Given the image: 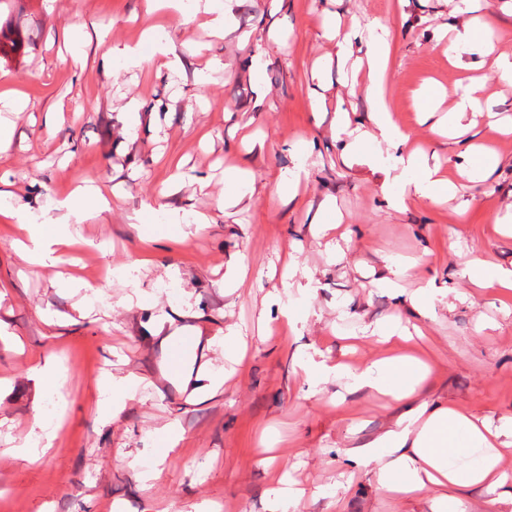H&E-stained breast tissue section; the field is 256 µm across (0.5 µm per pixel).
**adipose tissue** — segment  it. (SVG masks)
<instances>
[{
    "instance_id": "adipose-tissue-1",
    "label": "adipose tissue",
    "mask_w": 512,
    "mask_h": 512,
    "mask_svg": "<svg viewBox=\"0 0 512 512\" xmlns=\"http://www.w3.org/2000/svg\"><path fill=\"white\" fill-rule=\"evenodd\" d=\"M325 38L334 41L339 55H346L354 41L365 39L367 73L365 93L372 103L370 121L381 144L380 150L365 156L370 168L384 174L395 173L404 182L401 195L392 200L403 207L406 200H435L443 195L465 193L464 184L455 182L440 166L420 161L421 152L409 144L408 135L393 121L384 98L385 42L382 38H363L360 28L342 30L327 23ZM487 55L492 51L485 25L468 23L453 28L448 39V60L458 63L462 52ZM61 218L52 228L31 222L27 214L19 220L27 226V240L22 243L35 273L54 274L71 245L70 222H83L109 210L110 202L100 187L86 184L72 197L58 201ZM310 385L333 379L346 391L380 395L394 403L413 398L427 379L429 363L404 353L384 355L362 367L309 362L302 367ZM143 378L129 372L107 375L101 380L105 395L104 409L120 412L127 403L137 401ZM512 447V418L500 424L475 417L452 405L422 402L399 415L374 444L348 448L347 456L357 462L371 460L374 449H381L383 465L374 473L375 489L391 500H428L431 512H445L455 494L468 487H481L500 500H512V484L502 467L504 449Z\"/></svg>"
}]
</instances>
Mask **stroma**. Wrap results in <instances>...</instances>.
Returning <instances> with one entry per match:
<instances>
[{
  "label": "stroma",
  "instance_id": "obj_1",
  "mask_svg": "<svg viewBox=\"0 0 512 512\" xmlns=\"http://www.w3.org/2000/svg\"><path fill=\"white\" fill-rule=\"evenodd\" d=\"M223 38L211 36L196 7L157 18L181 57L178 69L157 78L147 67L121 59L103 66L111 46L142 44L137 17L142 0H10L0 9V92L17 89L29 103L6 113L13 127L0 153L8 185L0 200V512H197L224 501L238 512H268L276 471L305 488L303 512H426L418 503H391L375 492L372 466L349 462L345 451L381 436L399 407L364 394L338 396L336 384L309 395L299 362L322 354L327 362L369 363L382 349L367 330L391 319L420 326L414 346L433 366L417 398L448 402L479 417L512 416V299L485 291L478 303L466 295L463 266L483 261L512 264V86L493 64L479 76L484 89L467 113L472 141L492 148L500 162L472 182L469 204L451 199L388 205L398 186L383 173L342 159L343 141L332 129L336 107L352 126L370 129L362 90L344 86L336 45L323 27L379 23L388 31L386 95L394 121L412 143L436 153L448 174L464 167L462 144L436 138L420 123L413 94L428 79L446 91L450 107L457 82L474 58L451 66L438 36L464 20L453 0H223ZM83 56L74 66L66 42ZM224 68L207 83L194 81L205 59ZM323 87L324 110L311 102ZM150 105L129 112L131 99ZM61 113L48 132L45 112ZM305 141L308 174L295 201L274 187L292 165L287 150ZM239 164L255 175L251 202L220 209L224 168ZM202 176L206 190L184 183L165 200L157 193L175 169ZM93 179L122 190L126 199L78 228L89 244L77 254L74 273L101 287L103 300L87 316L78 310L83 292L33 273L14 252L21 234L10 210L27 203L33 218L50 216L80 181ZM335 200L337 213L319 211ZM210 215L197 237L182 238L170 212ZM331 225L329 239L316 225ZM155 263L136 284L113 271L145 253ZM415 260L412 279L443 292L448 309L420 317L409 302L376 281L388 266ZM248 266L239 290L225 295L224 274L235 262ZM311 271L305 288H292L291 321L278 320L271 273L288 262ZM180 272L164 276L165 266ZM146 308L125 309L132 288ZM164 315L209 338L205 354L224 370V334L240 330L247 341L244 363L218 395L190 400L160 374L161 354L151 337L153 319ZM53 351L68 370L59 391L37 389L30 368ZM135 371L148 376L141 400L114 418L99 412L102 373ZM59 422L53 447L38 460L12 455L25 444L34 413ZM178 423L184 441L160 477L142 489L134 470L119 458L131 453L151 463L161 441L156 430ZM345 491H337L340 482Z\"/></svg>",
  "mask_w": 512,
  "mask_h": 512
}]
</instances>
